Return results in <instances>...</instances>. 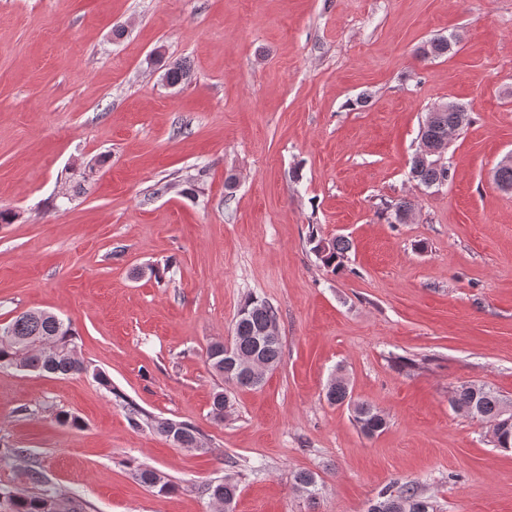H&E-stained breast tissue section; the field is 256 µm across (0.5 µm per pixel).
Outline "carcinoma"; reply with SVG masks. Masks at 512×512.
<instances>
[{"label": "carcinoma", "mask_w": 512, "mask_h": 512, "mask_svg": "<svg viewBox=\"0 0 512 512\" xmlns=\"http://www.w3.org/2000/svg\"><path fill=\"white\" fill-rule=\"evenodd\" d=\"M456 43L453 38L443 37L431 40L421 48L425 57H440L450 53ZM168 84L178 85L188 77V70L180 63H172L164 73ZM470 124V112L466 107L456 104L451 110H440L431 121L424 122L419 131L420 139L438 141L448 137V131L461 125ZM411 177L425 187L439 185L448 180L449 169L435 166L429 157L415 153L411 159ZM350 249V242L337 237L328 242L327 247L316 243L314 251L322 264L336 272L344 267V259ZM242 309L248 312L244 318H236L232 345L236 357L240 360L260 358L275 367L280 362L282 343L280 338L264 339L260 332L267 328H277V313L267 303L247 299ZM207 364L224 381L238 387L252 385L250 379L238 373L233 366L224 365V343L214 342L207 349ZM0 367H13L21 371H39L67 376L86 371L83 362L76 354V331L71 321L63 320L47 311H25L15 316L10 322L0 325ZM326 399L335 405L353 406L354 421L360 432L367 438L382 434L387 420L377 408L366 402L352 403L348 384L334 380L327 389ZM451 407L462 411L473 419L493 420L494 447L501 451H512V412H508L505 401L493 388L484 384L462 385L457 388L450 399ZM231 407L226 392L214 394L211 414L214 420H224V411ZM157 432L170 440L179 438L185 448H203L201 434L192 425L185 422L158 420L154 424ZM29 479L42 486L41 492L33 495L4 493L9 503V512H82L79 502L70 497L57 494L46 486L44 475L36 470L28 473ZM135 477L150 489L161 493L174 489L159 472L150 467H140ZM296 490L315 498L318 482L313 473L301 471L294 476ZM210 498L217 503L233 504L238 495L237 483L230 479L218 480L206 488ZM368 512H433V506L421 497L414 486L405 484L393 494L383 491L372 501Z\"/></svg>", "instance_id": "1"}]
</instances>
